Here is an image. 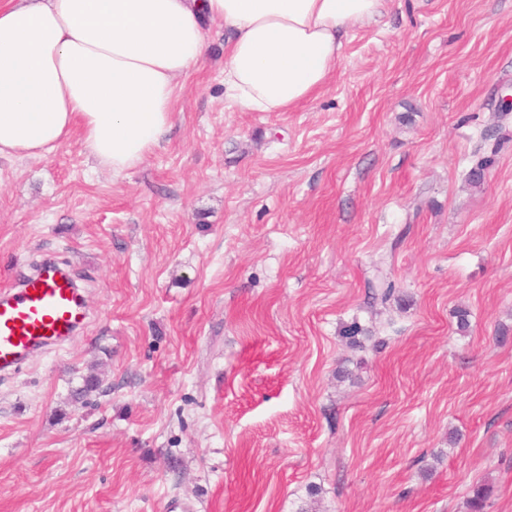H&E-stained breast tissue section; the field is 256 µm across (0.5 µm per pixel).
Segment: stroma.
<instances>
[{
    "label": "stroma",
    "instance_id": "1",
    "mask_svg": "<svg viewBox=\"0 0 512 512\" xmlns=\"http://www.w3.org/2000/svg\"><path fill=\"white\" fill-rule=\"evenodd\" d=\"M206 39L141 166L0 159V289L90 310L0 381V512H512V0H388L290 112Z\"/></svg>",
    "mask_w": 512,
    "mask_h": 512
}]
</instances>
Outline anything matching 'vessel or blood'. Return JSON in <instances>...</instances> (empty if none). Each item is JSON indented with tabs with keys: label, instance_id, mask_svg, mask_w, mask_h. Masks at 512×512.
Segmentation results:
<instances>
[{
	"label": "vessel or blood",
	"instance_id": "b4317fda",
	"mask_svg": "<svg viewBox=\"0 0 512 512\" xmlns=\"http://www.w3.org/2000/svg\"><path fill=\"white\" fill-rule=\"evenodd\" d=\"M88 319L70 274L55 260H43L19 287L0 290V378L74 339Z\"/></svg>",
	"mask_w": 512,
	"mask_h": 512
}]
</instances>
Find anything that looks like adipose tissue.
Masks as SVG:
<instances>
[{
	"mask_svg": "<svg viewBox=\"0 0 512 512\" xmlns=\"http://www.w3.org/2000/svg\"><path fill=\"white\" fill-rule=\"evenodd\" d=\"M386 0H0V158L80 138L95 162L138 167L172 127L179 81L221 22L224 97L290 112L342 61Z\"/></svg>",
	"mask_w": 512,
	"mask_h": 512,
	"instance_id": "ef3b65f1",
	"label": "adipose tissue"
}]
</instances>
